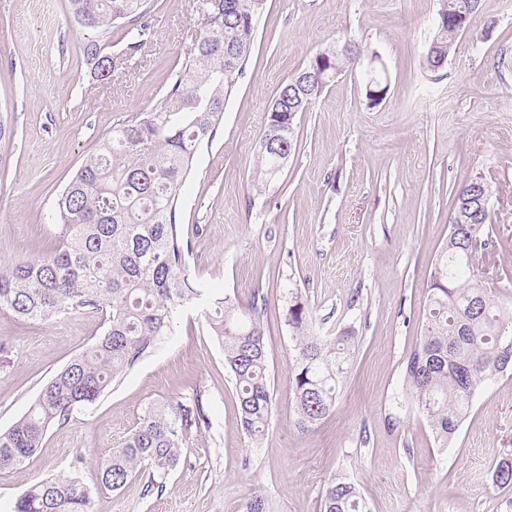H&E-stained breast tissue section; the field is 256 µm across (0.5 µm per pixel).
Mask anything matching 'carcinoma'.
Returning <instances> with one entry per match:
<instances>
[{"label": "carcinoma", "instance_id": "carcinoma-1", "mask_svg": "<svg viewBox=\"0 0 512 512\" xmlns=\"http://www.w3.org/2000/svg\"><path fill=\"white\" fill-rule=\"evenodd\" d=\"M83 40L79 60L92 74L112 72L120 56L143 48L152 36L157 0H67ZM265 0H200L202 32L171 69L154 109L112 128L97 152L82 161L59 194L53 215L58 246L52 252L0 265V309L24 320L61 312L102 316V336L70 360L41 389L27 412L0 430V472L16 470L41 448L54 425L68 424L93 405L158 344L181 308L206 302L210 328L224 350L234 380L243 432L264 435L273 392L264 328L257 306L241 310L188 273L189 242L177 227L185 182L203 145L221 128L224 104L243 75ZM479 0H446L445 17L475 16ZM124 31L121 54L109 51L112 29ZM442 58L457 41L450 29L436 34ZM360 54L325 49L280 86L270 103L258 150L261 179L280 172L298 146L297 122L288 110L308 106L326 85L315 71L343 70ZM479 177L452 197L451 218L477 193ZM491 210L463 214L448 233L428 279L423 333L404 362L403 386L437 441L457 435L478 389L512 372V306L495 299L474 258L485 249ZM296 356L290 367L296 425L308 431L330 415L347 373L354 331L331 340L310 331L299 296L287 313ZM212 428L206 390L173 396L146 407L140 422L101 465L95 487L79 478H46L23 488L10 512H92L94 495L133 481L163 492L169 475L190 463L198 440ZM493 482L512 486V456L495 465ZM320 512H365L356 485L327 481Z\"/></svg>", "mask_w": 512, "mask_h": 512}]
</instances>
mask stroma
Instances as JSON below:
<instances>
[{
  "label": "stroma",
  "instance_id": "stroma-1",
  "mask_svg": "<svg viewBox=\"0 0 512 512\" xmlns=\"http://www.w3.org/2000/svg\"><path fill=\"white\" fill-rule=\"evenodd\" d=\"M66 0H0V263L57 244L56 196L112 128L160 101L170 69L201 30L196 0H158L154 35L97 80L77 60L82 39ZM442 0H266L245 71L224 105L219 136L203 146L177 224L190 271L240 307L260 300L273 407L259 443L243 433L233 379L202 307L174 319L155 349L89 411L52 427L25 467L0 473V512L48 477L97 481L98 467L145 407L208 389L213 429L162 495L135 481L95 495L94 512H243L261 492L270 512H320L332 477L351 479L366 512H512V487L492 481L512 455V375L476 391L448 446L436 443L403 389L406 354L421 334L427 280L448 238L452 195L481 176L496 188L491 248L512 266V0H481L444 67L425 57ZM362 53L298 113V147L255 187L267 110L281 84L324 48ZM388 91L363 94L371 68ZM321 336L356 334L333 412L294 425L286 322L292 292ZM94 314L18 319L0 309V429L102 333ZM83 465H76L77 456Z\"/></svg>",
  "mask_w": 512,
  "mask_h": 512
}]
</instances>
